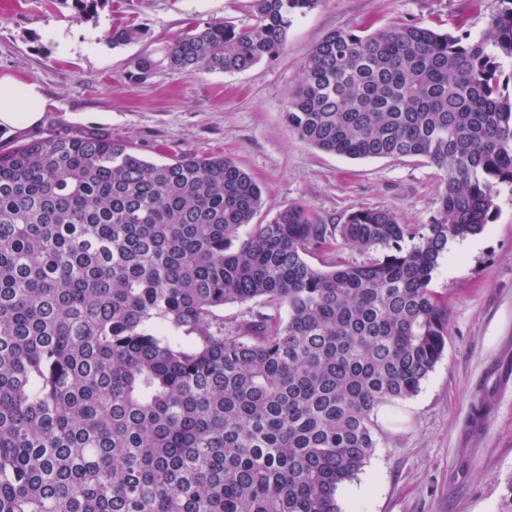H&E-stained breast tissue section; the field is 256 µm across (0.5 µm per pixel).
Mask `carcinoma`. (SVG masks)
Segmentation results:
<instances>
[{
    "label": "carcinoma",
    "instance_id": "carcinoma-1",
    "mask_svg": "<svg viewBox=\"0 0 512 512\" xmlns=\"http://www.w3.org/2000/svg\"><path fill=\"white\" fill-rule=\"evenodd\" d=\"M321 2L193 22L131 77L248 70ZM500 4L474 37L402 19L330 32L288 100V125L322 151L442 169L428 224L361 209L331 227L299 205L255 224L262 191L234 160L154 163L95 131L0 152V512H341L380 409L446 347L430 285L448 242L482 233L512 183ZM144 36L122 25L107 41ZM337 238L380 256L306 260ZM255 299L275 313L224 335L216 310Z\"/></svg>",
    "mask_w": 512,
    "mask_h": 512
}]
</instances>
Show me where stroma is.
<instances>
[{
	"label": "stroma",
	"mask_w": 512,
	"mask_h": 512,
	"mask_svg": "<svg viewBox=\"0 0 512 512\" xmlns=\"http://www.w3.org/2000/svg\"><path fill=\"white\" fill-rule=\"evenodd\" d=\"M253 0H101L78 16L72 0H0V75L37 83L39 124L0 132V151L34 136L96 130L146 160L193 153L234 159L259 184L264 224L292 205L317 223L385 208L403 224L429 223L445 174L423 157L351 159L320 151L285 112L311 50L331 31L404 19L443 21L478 35L499 0H322L294 20L284 50L238 73L185 77L157 71L135 84L128 62L174 42L189 22L253 21ZM147 39L114 47L117 25ZM497 211L468 251L448 250L431 286L443 298L448 343L412 397L383 407L376 448L338 494L342 512H498L512 482V184L497 185Z\"/></svg>",
	"instance_id": "stroma-1"
}]
</instances>
